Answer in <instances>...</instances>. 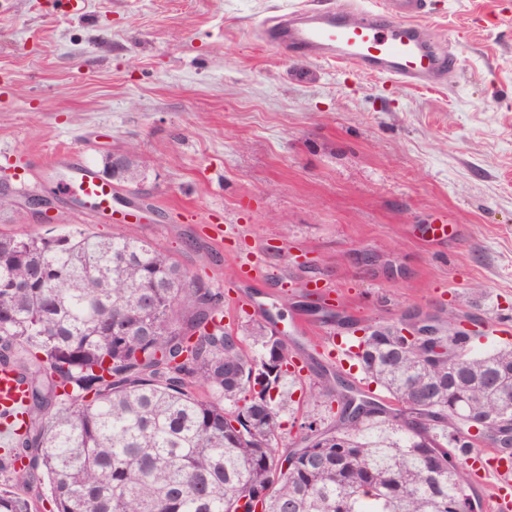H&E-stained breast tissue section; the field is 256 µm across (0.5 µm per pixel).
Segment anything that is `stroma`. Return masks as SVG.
Here are the masks:
<instances>
[{
    "label": "stroma",
    "instance_id": "stroma-1",
    "mask_svg": "<svg viewBox=\"0 0 512 512\" xmlns=\"http://www.w3.org/2000/svg\"><path fill=\"white\" fill-rule=\"evenodd\" d=\"M299 0H5L0 6V184L55 191L56 155L102 171L136 150L114 219L61 195L50 224L0 210V232L135 233L168 250L239 311L235 257L268 270L283 321L322 323L311 279L359 325L425 313L480 320L476 351L512 321V0H425L424 23L457 57L442 84L411 86L348 63L262 43L258 25ZM448 234L436 237L433 226ZM224 231L213 239L214 227ZM273 394L279 448L326 427L336 403L310 398L332 373L314 346ZM127 156V165L124 174L121 176L119 180H115L117 183H132L135 182L138 178V161L134 152L128 153H113L109 156L110 158V167L112 168V173L118 172L125 163V158Z\"/></svg>",
    "mask_w": 512,
    "mask_h": 512
}]
</instances>
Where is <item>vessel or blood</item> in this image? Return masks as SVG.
I'll list each match as a JSON object with an SVG mask.
<instances>
[{
  "label": "vessel or blood",
  "instance_id": "1",
  "mask_svg": "<svg viewBox=\"0 0 512 512\" xmlns=\"http://www.w3.org/2000/svg\"><path fill=\"white\" fill-rule=\"evenodd\" d=\"M423 0H373L358 17L333 11H291L264 27L266 42L297 48L306 55L348 62L358 68L410 84L436 81L453 63L452 54L438 52L430 43L429 27L422 23ZM68 171V189L91 217H111L115 189L80 161L61 156ZM328 366L337 372L355 367L357 349L328 339L322 346ZM23 391L15 376L0 371V410H18Z\"/></svg>",
  "mask_w": 512,
  "mask_h": 512
}]
</instances>
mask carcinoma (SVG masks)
<instances>
[{
  "label": "carcinoma",
  "instance_id": "obj_1",
  "mask_svg": "<svg viewBox=\"0 0 512 512\" xmlns=\"http://www.w3.org/2000/svg\"><path fill=\"white\" fill-rule=\"evenodd\" d=\"M359 365L390 404L338 377L320 395L336 424L280 455L272 392L290 351L260 324L236 329L223 296L131 235H0V369L23 385L19 431L0 463L15 489L0 512H476L463 469L471 421L512 423V347L421 360L400 325L357 327ZM260 346L253 355L246 340Z\"/></svg>",
  "mask_w": 512,
  "mask_h": 512
}]
</instances>
